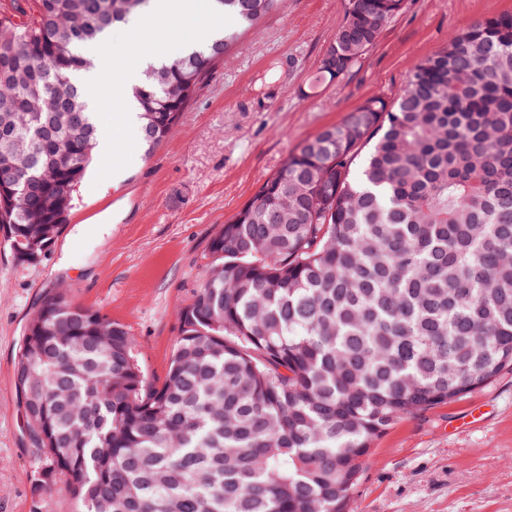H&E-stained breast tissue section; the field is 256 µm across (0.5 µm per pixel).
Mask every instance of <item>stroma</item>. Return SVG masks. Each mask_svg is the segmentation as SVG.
Masks as SVG:
<instances>
[{
	"label": "stroma",
	"instance_id": "1",
	"mask_svg": "<svg viewBox=\"0 0 512 512\" xmlns=\"http://www.w3.org/2000/svg\"><path fill=\"white\" fill-rule=\"evenodd\" d=\"M344 0H281L209 74L173 134L104 180L87 176L51 249L18 262L0 239V512H74L66 494L35 496L44 458L14 369L43 297L107 315L135 340L149 380L163 379L209 244L286 154L366 97L393 96L450 33L512 0H405L345 79L302 92L344 16ZM357 512H512V371L457 401L400 419L363 462Z\"/></svg>",
	"mask_w": 512,
	"mask_h": 512
}]
</instances>
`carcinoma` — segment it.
Instances as JSON below:
<instances>
[{
    "instance_id": "obj_1",
    "label": "carcinoma",
    "mask_w": 512,
    "mask_h": 512,
    "mask_svg": "<svg viewBox=\"0 0 512 512\" xmlns=\"http://www.w3.org/2000/svg\"><path fill=\"white\" fill-rule=\"evenodd\" d=\"M0 10V237L21 262L67 222L100 134L83 50L153 0ZM235 26L132 89L139 142L171 136L208 72L280 0H211ZM404 0H346L319 62L351 73ZM150 381L123 324L47 294L15 365L76 512H356L400 419L512 369V13L419 60L301 142L220 227Z\"/></svg>"
}]
</instances>
